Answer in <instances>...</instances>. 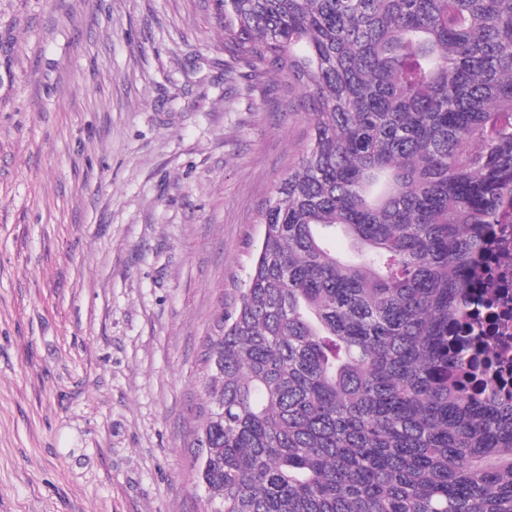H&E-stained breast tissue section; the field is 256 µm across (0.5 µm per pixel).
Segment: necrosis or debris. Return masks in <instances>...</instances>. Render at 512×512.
<instances>
[{"label":"necrosis or debris","mask_w":512,"mask_h":512,"mask_svg":"<svg viewBox=\"0 0 512 512\" xmlns=\"http://www.w3.org/2000/svg\"><path fill=\"white\" fill-rule=\"evenodd\" d=\"M485 244L470 258L468 284L460 293V327L449 339L466 357L494 362L499 377L491 391L512 399V224H489Z\"/></svg>","instance_id":"necrosis-or-debris-1"}]
</instances>
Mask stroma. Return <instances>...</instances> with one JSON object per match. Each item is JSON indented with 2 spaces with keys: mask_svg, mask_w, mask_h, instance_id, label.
Wrapping results in <instances>:
<instances>
[{
  "mask_svg": "<svg viewBox=\"0 0 512 512\" xmlns=\"http://www.w3.org/2000/svg\"><path fill=\"white\" fill-rule=\"evenodd\" d=\"M303 103L213 0H0V512H205L202 354Z\"/></svg>",
  "mask_w": 512,
  "mask_h": 512,
  "instance_id": "stroma-1",
  "label": "stroma"
}]
</instances>
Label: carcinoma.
I'll list each match as a JSON object with an SVG mask.
<instances>
[{
	"label": "carcinoma",
	"mask_w": 512,
	"mask_h": 512,
	"mask_svg": "<svg viewBox=\"0 0 512 512\" xmlns=\"http://www.w3.org/2000/svg\"><path fill=\"white\" fill-rule=\"evenodd\" d=\"M309 137L206 344L208 512H512V402L448 346L512 222V0H216Z\"/></svg>",
	"instance_id": "1"
}]
</instances>
